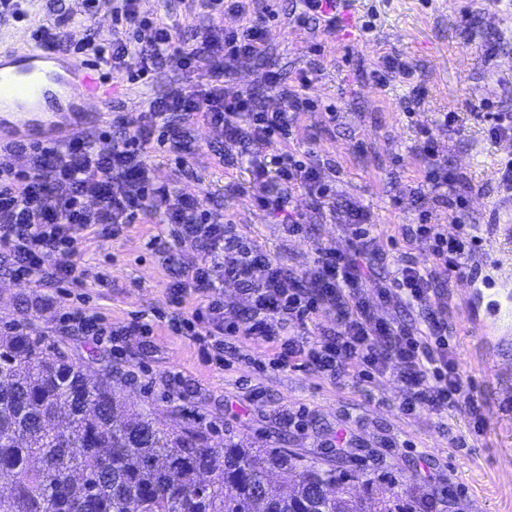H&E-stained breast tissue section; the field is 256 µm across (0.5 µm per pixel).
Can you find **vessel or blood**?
<instances>
[{
    "mask_svg": "<svg viewBox=\"0 0 512 512\" xmlns=\"http://www.w3.org/2000/svg\"><path fill=\"white\" fill-rule=\"evenodd\" d=\"M56 52L25 45L0 54V142L64 144L82 126L101 123L103 115L96 107L110 90L82 65H65V77L59 83L64 89L63 101L56 112H30L20 106L22 97H34L39 90L40 65L57 61ZM471 298L489 294L491 304L487 318L476 324L484 339L512 333V271L502 263L492 265L491 272L470 280Z\"/></svg>",
    "mask_w": 512,
    "mask_h": 512,
    "instance_id": "obj_1",
    "label": "vessel or blood"
}]
</instances>
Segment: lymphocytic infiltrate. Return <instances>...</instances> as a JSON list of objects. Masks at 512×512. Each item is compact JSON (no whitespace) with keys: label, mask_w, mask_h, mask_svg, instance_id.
I'll list each match as a JSON object with an SVG mask.
<instances>
[{"label":"lymphocytic infiltrate","mask_w":512,"mask_h":512,"mask_svg":"<svg viewBox=\"0 0 512 512\" xmlns=\"http://www.w3.org/2000/svg\"><path fill=\"white\" fill-rule=\"evenodd\" d=\"M253 2L197 0L206 23L196 28L189 41L167 18L143 15L138 0H112L113 26L132 31L134 39L127 42L90 29L80 47L88 64L135 84L148 82L156 68L168 63L182 70H206L208 83L200 90L170 87L151 100L137 119L120 120L117 134L99 131L66 144L31 146L28 170L17 171L10 162L1 161L0 246L11 258L12 273L45 287L79 285L84 273L73 261V233L108 224L117 236L140 214L163 216L165 223L179 225L182 238L201 243L206 251L201 263L182 272L172 301L181 303L192 292L203 296V304L190 317L180 319L179 325L200 345L207 363L223 366L225 337L241 336L270 345L276 362L283 366L302 358L320 372L353 374L364 380L395 366L410 390L403 403L405 411H416L424 404L435 408L465 402L473 431L482 433L485 417L472 388L459 375L449 347L448 323L433 309L430 271L406 260L389 282L377 281L366 252L370 212L347 204L344 214L351 230V252L318 248L313 269L300 280L227 236L223 222L212 218L198 196L158 181L147 163L148 152L154 151L173 155L176 165H187L189 135L176 130L175 122L200 120L223 128L228 139L245 133L257 143L268 144L287 136L291 113L308 107V98L298 94L283 99L272 112L255 108L247 92L226 97L225 79L266 52ZM228 10L242 19L231 29L224 26ZM106 139L111 140V149H98V141ZM274 162L278 181L273 188H260L257 201L282 214L289 231L301 233L299 217L285 210L288 192L303 189L322 198L328 188L318 168L293 154L282 153ZM406 234L432 239L434 262L458 275L465 271L464 256L481 243L476 236L446 237L433 224L417 225ZM222 276L247 287L252 309L245 323L224 317V304L215 295ZM369 287L379 301L395 300L425 310L424 327L379 318L364 295ZM327 309L338 314L333 334L301 342L285 336L288 323L307 324Z\"/></svg>","instance_id":"f902f5d3"}]
</instances>
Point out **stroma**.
<instances>
[{"instance_id": "1", "label": "stroma", "mask_w": 512, "mask_h": 512, "mask_svg": "<svg viewBox=\"0 0 512 512\" xmlns=\"http://www.w3.org/2000/svg\"><path fill=\"white\" fill-rule=\"evenodd\" d=\"M269 3L274 15L264 26L265 55L239 67L224 91L250 92L270 110L281 106L283 93L304 91L311 105L297 113L288 142H231L222 129L201 123L191 129L195 152L188 168L178 169L162 153L147 160L159 180L199 195L226 229L298 278L313 268L318 247L350 251L346 204L368 209L379 277L393 278L408 257L432 268L459 373L474 384L483 406V434H474L464 403L403 412L409 390L393 370L363 380L295 362L280 367L265 344L240 336L224 339L227 367L205 363L195 341L171 327L172 319L197 307L198 295H186L179 307L169 301L178 266L198 263L204 249L181 241L179 225L157 216L139 217L117 237L105 224L78 232L74 260L85 277L66 296L10 276L11 260L0 252V332L26 329L74 359L96 354L102 362L90 365V376L111 365L112 388L126 403L176 430L205 432L212 447L231 439L285 448L326 468L344 458L368 478L398 482L417 512H512V410L500 405L512 377L488 367L486 346L467 316L465 277L434 265L429 240L404 234L425 213L445 235L466 230L481 237L469 269L512 258V241L498 230L512 225V190L503 188L499 174L512 159V136L491 138L488 119L492 112L512 113V0H349L359 25L348 38L311 23L296 27L298 0ZM26 9L23 18L0 20V44L23 46L54 9L75 19L72 46L86 35L84 0H29ZM72 46L66 57H73ZM385 55L407 62L409 75L378 81ZM269 71L280 77L276 86L262 79ZM305 76L311 84L304 90ZM206 82L205 71L170 66L146 85L115 76L102 110L133 119L169 87L194 90ZM449 112L456 115L451 124L444 121ZM424 128L432 133L428 146L420 136ZM286 151L320 168L330 188L319 200L294 192L290 209L304 226L299 235L255 200L262 184L275 181L259 158ZM430 152L454 174L456 190L468 195L460 217L435 201L424 178ZM67 303L105 317L113 337L100 345L72 332L59 320ZM136 317L152 324V335H126Z\"/></svg>"}]
</instances>
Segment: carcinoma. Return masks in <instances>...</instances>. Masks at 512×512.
I'll return each instance as SVG.
<instances>
[{
  "mask_svg": "<svg viewBox=\"0 0 512 512\" xmlns=\"http://www.w3.org/2000/svg\"><path fill=\"white\" fill-rule=\"evenodd\" d=\"M44 336L0 333V512H413L397 485L301 462L280 448H212L122 408Z\"/></svg>",
  "mask_w": 512,
  "mask_h": 512,
  "instance_id": "obj_1",
  "label": "carcinoma"
}]
</instances>
